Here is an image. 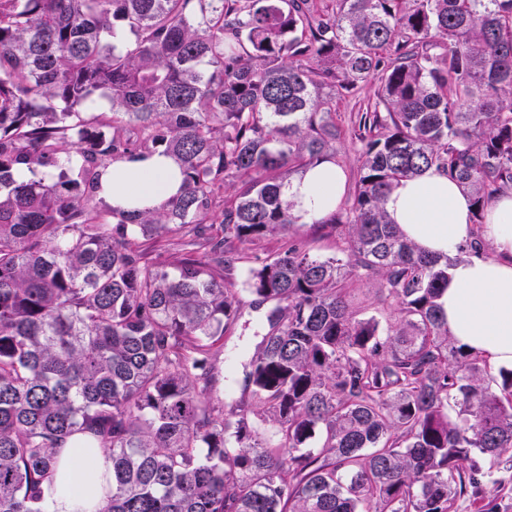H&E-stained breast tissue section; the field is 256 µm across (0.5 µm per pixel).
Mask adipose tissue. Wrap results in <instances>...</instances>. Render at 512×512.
Instances as JSON below:
<instances>
[{
    "label": "adipose tissue",
    "mask_w": 512,
    "mask_h": 512,
    "mask_svg": "<svg viewBox=\"0 0 512 512\" xmlns=\"http://www.w3.org/2000/svg\"><path fill=\"white\" fill-rule=\"evenodd\" d=\"M179 185L174 162L154 155L113 163L102 177L101 195L114 207L135 211L160 206ZM344 188L342 170L327 161L298 176L288 197L309 219L336 210ZM386 211L422 250L453 258L440 300L449 336L491 366L512 367V192L501 195L478 226L472 222L470 197L446 173L432 168L401 181L389 194ZM477 232L491 243V254L458 259L460 246ZM110 468L104 449L87 443L85 436L73 437L44 488L42 512H93Z\"/></svg>",
    "instance_id": "ef3b65f1"
}]
</instances>
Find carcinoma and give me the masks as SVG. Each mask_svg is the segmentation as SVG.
Here are the masks:
<instances>
[{
  "label": "carcinoma",
  "instance_id": "obj_1",
  "mask_svg": "<svg viewBox=\"0 0 512 512\" xmlns=\"http://www.w3.org/2000/svg\"><path fill=\"white\" fill-rule=\"evenodd\" d=\"M379 70L352 202L306 220L293 176L336 158V91ZM156 153L176 195L100 197ZM431 167L477 224L512 192V0H0V512H41L78 433L112 461L96 512H450L511 483L512 368L448 336L451 260L385 209ZM305 223L347 259L252 252ZM201 224L174 263L146 248ZM377 277L385 328L354 307ZM243 292L266 324L226 406ZM180 178L174 162L161 155L112 163L102 177L101 196L126 211L158 207L175 195Z\"/></svg>",
  "mask_w": 512,
  "mask_h": 512
}]
</instances>
